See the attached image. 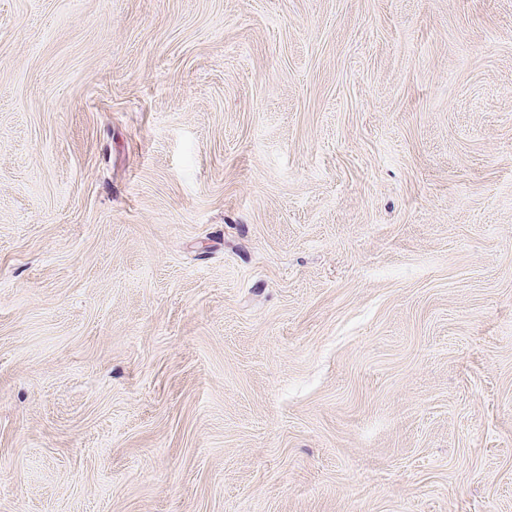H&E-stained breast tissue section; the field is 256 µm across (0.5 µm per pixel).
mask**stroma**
I'll return each mask as SVG.
<instances>
[{
    "instance_id": "1",
    "label": "stroma",
    "mask_w": 512,
    "mask_h": 512,
    "mask_svg": "<svg viewBox=\"0 0 512 512\" xmlns=\"http://www.w3.org/2000/svg\"><path fill=\"white\" fill-rule=\"evenodd\" d=\"M0 512H512V0H0Z\"/></svg>"
}]
</instances>
